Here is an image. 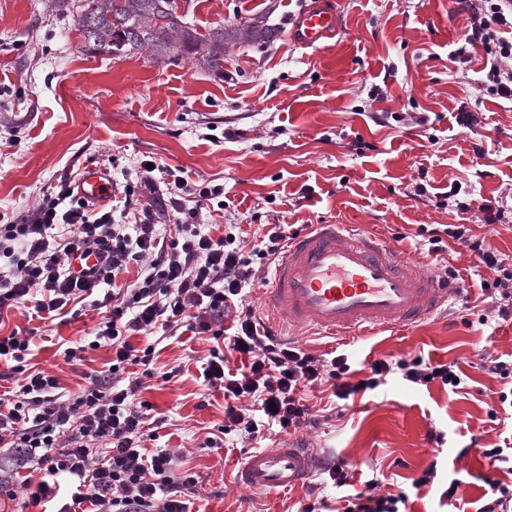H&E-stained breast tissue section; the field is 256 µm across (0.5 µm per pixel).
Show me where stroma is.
<instances>
[{
	"mask_svg": "<svg viewBox=\"0 0 512 512\" xmlns=\"http://www.w3.org/2000/svg\"><path fill=\"white\" fill-rule=\"evenodd\" d=\"M320 2L339 6L342 31L325 46L299 48L288 20L301 0H191L184 20L199 33L257 20L277 31L267 43H230L219 75L184 57L89 48L77 27L80 0H0V224L31 213L87 163L121 187L139 184L142 162L153 160L187 172V186L174 193L187 207L196 208L200 188L223 186V211L197 208L196 222L216 238L237 225L248 248L271 224L290 235L354 224L415 265L424 261L419 228L465 224L512 266V102L486 89L484 52L465 70L453 60L468 13L456 0ZM487 201L503 206V222L483 223ZM428 264L454 273L458 293L421 322L355 336L292 330L278 316L272 326L306 351L347 354L356 369L406 354L454 362L459 388L412 386L394 373L293 438L355 464V480H377L381 492L409 490L413 512H450L440 494L460 479L462 512H477L488 490L483 475L506 481L512 473L456 451L474 443L512 462V406L499 402L503 385L483 368L491 357L512 359V321L473 324L471 308L486 294L460 242ZM104 315L89 307L40 324L31 363L56 375L65 397L83 386L82 372L107 368L104 347L87 351L80 366L63 357L92 340ZM213 344L190 331L164 338L139 394L158 423L157 447L183 449L199 476L188 512H300L323 475L273 494L240 484L249 453L290 437L265 430L209 447V432L224 420L223 391L206 390L201 377ZM432 430L441 443L428 441ZM433 462L438 481L412 490Z\"/></svg>",
	"mask_w": 512,
	"mask_h": 512,
	"instance_id": "35a3bbf8",
	"label": "stroma"
}]
</instances>
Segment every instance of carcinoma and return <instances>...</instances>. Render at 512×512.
<instances>
[{"label": "carcinoma", "instance_id": "1", "mask_svg": "<svg viewBox=\"0 0 512 512\" xmlns=\"http://www.w3.org/2000/svg\"><path fill=\"white\" fill-rule=\"evenodd\" d=\"M170 0H84L77 24L92 49L115 56L152 51L155 57L188 58L194 65L224 73L229 38L269 42L275 31L254 21L206 35L185 26L169 7Z\"/></svg>", "mask_w": 512, "mask_h": 512}]
</instances>
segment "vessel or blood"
Returning a JSON list of instances; mask_svg holds the SVG:
<instances>
[{"label": "vessel or blood", "mask_w": 512, "mask_h": 512, "mask_svg": "<svg viewBox=\"0 0 512 512\" xmlns=\"http://www.w3.org/2000/svg\"><path fill=\"white\" fill-rule=\"evenodd\" d=\"M294 45L309 48L336 36L337 11L318 0L291 21ZM79 195L91 202L111 199L113 183L104 168L86 164L76 180ZM444 278L409 266L396 250L351 224H317L289 242L266 290L269 308L292 328L331 335L409 324L432 315L452 296ZM312 471L303 447L288 443L251 453L241 476L252 491L300 485Z\"/></svg>", "instance_id": "vessel-or-blood-1"}]
</instances>
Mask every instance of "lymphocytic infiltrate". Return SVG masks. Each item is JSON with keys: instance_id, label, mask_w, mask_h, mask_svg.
Listing matches in <instances>:
<instances>
[{"instance_id": "lymphocytic-infiltrate-1", "label": "lymphocytic infiltrate", "mask_w": 512, "mask_h": 512, "mask_svg": "<svg viewBox=\"0 0 512 512\" xmlns=\"http://www.w3.org/2000/svg\"><path fill=\"white\" fill-rule=\"evenodd\" d=\"M459 2L472 24L455 62L469 63L470 48H482L490 92L512 102V0ZM170 207L168 221L177 233L168 238L160 234L152 206H142L134 226L119 224L111 212L91 208L65 179L31 218L0 225V312L25 307L52 321L84 302L107 309L90 347L113 353L108 369L86 374L80 393L66 400L58 377L28 370L32 336H0V360L24 379L16 399L0 398V486L36 465L46 477L29 497L35 506L58 500L63 475L76 486L57 512H187L186 498L195 493L197 479L184 468L181 451L146 447L151 406L137 398L141 380L124 377L129 366H149L155 355L154 345L135 348L131 336L155 329L171 336L184 328L211 334L215 345L203 381L223 389L228 399L212 439L216 445L230 433L253 440L266 427L282 433L317 427L321 410L310 401L317 389L347 400L377 389L393 373L417 385L437 380L455 387L458 373L451 363L436 365L419 356L382 359L358 380L347 355L312 354L275 335L263 319L236 304L261 279L260 265L277 260L284 229L272 225L246 251L234 234L216 239L197 230L196 209L175 198ZM449 238L467 247L488 273L499 293L494 313L512 319V269L463 224L430 230L428 254L443 252ZM81 249L102 260L87 278L67 267L69 256ZM133 262L141 264L140 276L116 287ZM377 488L376 480L365 481L345 495L336 512H409L408 492L381 494Z\"/></svg>"}]
</instances>
